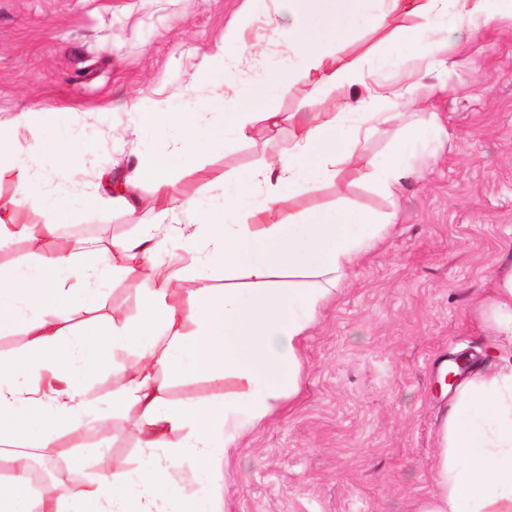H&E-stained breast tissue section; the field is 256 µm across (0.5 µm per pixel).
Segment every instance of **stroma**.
<instances>
[{
  "instance_id": "stroma-1",
  "label": "stroma",
  "mask_w": 512,
  "mask_h": 512,
  "mask_svg": "<svg viewBox=\"0 0 512 512\" xmlns=\"http://www.w3.org/2000/svg\"><path fill=\"white\" fill-rule=\"evenodd\" d=\"M246 6L248 35L265 45L271 0H0V125L43 103L47 113L22 130L25 152H36L51 128L92 140L93 168H127L163 146L146 128V112L160 99L174 110L192 102V76L210 67V53ZM445 58V66L418 73L438 88L427 103L373 133L336 182L299 191L285 205L288 217L344 204L396 219L303 340L296 399L246 434L218 468L222 512H415L437 490L438 429L455 393L443 376L460 359L462 378L478 371L491 337L480 304L512 268V0H503L492 25L449 40ZM286 65L300 62L267 48L249 86L273 111H315L309 85L284 96L266 81ZM130 97L139 111L121 109ZM423 111L436 114L437 133L416 152L398 198L385 197L363 179L366 161L416 129ZM291 133L288 124L272 132L261 121L246 142L216 133L200 170L178 174L176 193L161 198L142 184L133 215L108 203L95 211L66 205L59 229L71 238L130 237L155 223L154 199L170 210L189 198L209 206L210 180L260 164ZM109 262L119 272L102 284L100 307L76 317L77 328L132 320L153 285L152 264L116 253ZM77 382L93 400L95 430L79 448L58 433L65 464L91 478L136 469L140 432L131 415L113 412L111 375L88 364ZM167 397L177 406L220 403L224 383L172 379Z\"/></svg>"
}]
</instances>
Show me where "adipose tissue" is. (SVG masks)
Returning <instances> with one entry per match:
<instances>
[{
	"label": "adipose tissue",
	"instance_id": "obj_1",
	"mask_svg": "<svg viewBox=\"0 0 512 512\" xmlns=\"http://www.w3.org/2000/svg\"><path fill=\"white\" fill-rule=\"evenodd\" d=\"M274 2L270 41L302 66L272 73L270 81L284 95L301 81L333 93L331 109L294 118L292 136L278 155L245 176L211 181L216 200L211 208L189 200L179 211L160 210L156 223L110 246L96 243L80 252L58 246L35 263L0 270V335L20 324L28 336L13 360L0 359V418L21 410L40 422L41 448L52 446L58 429L79 433L80 414L90 402L72 380L91 359L118 377L112 408L134 410L142 434L143 461L135 471H107L87 483L75 482L73 472L65 471L55 482L56 495L37 497L31 512H88L92 502L100 512H170L175 500L182 502V512H197L198 494L218 499L214 471L246 431L297 396L305 332L390 228L376 215L345 205L290 219L284 218L283 207L298 190L335 182L341 163L376 129L400 122L401 113L379 111V104L414 102L419 85L399 87L381 79L367 54L343 55L351 33L347 19L363 10L365 0ZM497 3L379 0L375 25L385 42L411 43L409 57L390 55L387 63L410 75L438 64L449 39L471 37L480 25L497 19ZM248 27L245 21L229 27L216 44L213 56L223 63L222 78L209 70L195 73L196 107L171 111L160 106L148 114V125L168 139V149L142 153L123 177L104 187L86 179L92 145L50 131L32 157L11 152L17 127H0V174H12L16 182L14 195L0 201V247L25 233L55 238L57 210L66 198L92 210L107 189L114 204L133 212L141 183L173 193L175 165H196L209 152L216 129L246 141L256 121L277 128L280 113L236 105L246 75L264 57L248 42ZM432 125V118H425L415 138L395 139L383 158L370 161L366 177L379 193L397 198L412 149L416 141L428 139ZM34 199L43 219L31 228L21 224L20 216ZM174 231L188 263L159 266L136 318L98 327L97 345L88 349L71 320L76 312L97 308L98 285L112 274L106 253L151 259L166 252ZM219 269L226 276L222 285L215 282ZM186 276L196 283L187 302L177 287ZM482 314L494 335L484 351L487 366L456 388L439 430L437 491L416 512H512V269L499 277ZM132 350L138 364L130 368L123 358ZM47 366L68 380L66 390L53 395L15 379L20 370L31 383ZM163 372L223 378L224 401L172 405L159 378ZM173 432L182 438L172 445L167 436ZM0 445L11 449V473L0 485V512H12L13 497L31 489L27 442L0 430ZM186 467L191 474L185 482L180 474Z\"/></svg>",
	"mask_w": 512,
	"mask_h": 512
}]
</instances>
